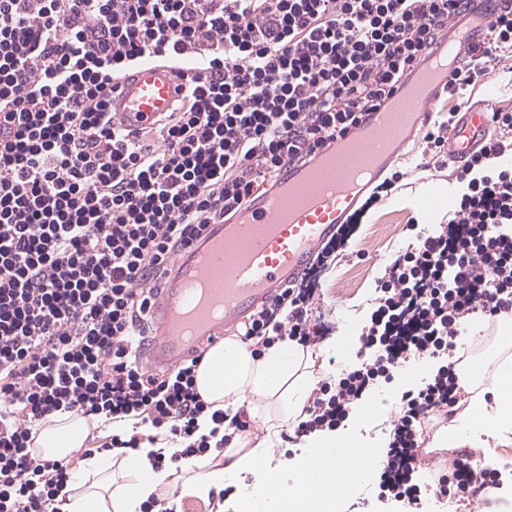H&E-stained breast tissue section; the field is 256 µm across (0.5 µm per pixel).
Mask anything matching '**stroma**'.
I'll list each match as a JSON object with an SVG mask.
<instances>
[{
  "instance_id": "1",
  "label": "stroma",
  "mask_w": 512,
  "mask_h": 512,
  "mask_svg": "<svg viewBox=\"0 0 512 512\" xmlns=\"http://www.w3.org/2000/svg\"><path fill=\"white\" fill-rule=\"evenodd\" d=\"M490 102L492 109L512 113V47L503 45L495 50L485 78L469 86L453 98L435 100L434 113H445L481 102ZM400 172L396 192L404 203L394 206L381 202L375 206L368 221L341 226V236L334 250L324 261L319 274L320 284L311 305L313 320L324 326L327 335H337L345 326L361 325L380 297V283L386 268L421 231L422 220L437 225L448 221L455 204L443 200L434 211H427L420 199L428 181L453 185L459 182L461 171L452 162H440L434 157L422 136H415L401 159L390 166ZM371 417L355 418L356 426L365 430L368 450H375L389 434L397 412L395 393L379 392L369 399ZM161 496L170 501L175 512H232L238 501L237 485L202 499L184 489L181 481L168 480Z\"/></svg>"
}]
</instances>
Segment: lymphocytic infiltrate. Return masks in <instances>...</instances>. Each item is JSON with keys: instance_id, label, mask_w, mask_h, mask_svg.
<instances>
[{"instance_id": "f902f5d3", "label": "lymphocytic infiltrate", "mask_w": 512, "mask_h": 512, "mask_svg": "<svg viewBox=\"0 0 512 512\" xmlns=\"http://www.w3.org/2000/svg\"><path fill=\"white\" fill-rule=\"evenodd\" d=\"M470 0H0V512H55L69 462L34 442L56 413L133 417L205 457L195 422L201 355L156 373L138 361L161 277L209 225L304 166L421 63ZM479 54L454 70L459 94L512 44L501 0ZM203 58L174 112L135 131L112 120V91L142 57ZM512 141L489 140L447 225L418 234L381 283L359 359L322 384L296 433L334 431L412 360L433 373L402 392L373 478L380 512L423 497L480 499L502 471L461 453L431 482L417 450L432 412L455 407L464 318L512 320ZM316 267L240 322L241 338L310 346Z\"/></svg>"}]
</instances>
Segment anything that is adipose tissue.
Masks as SVG:
<instances>
[{
	"mask_svg": "<svg viewBox=\"0 0 512 512\" xmlns=\"http://www.w3.org/2000/svg\"><path fill=\"white\" fill-rule=\"evenodd\" d=\"M313 366L311 352L289 338L276 340L259 352L252 344L229 338L206 353L196 372V387L203 399L223 410L226 419L246 413L261 420L265 433L249 447L231 439L226 448L213 449L205 463L194 456L179 458L175 467L190 493L205 498L249 475L256 493L251 500L253 512H270L277 502L309 493L314 486L346 481L356 452L337 450V443L345 439L341 433L305 437L302 446L313 455L294 472L264 463L282 427L295 424L306 407L318 380ZM218 368L224 371L220 384L213 379ZM493 391L497 401L473 398L437 437L436 447L475 446L482 436L501 439L512 432V411L501 402L502 396L512 393V366L500 367ZM89 431L86 418L57 415L40 429L36 445L45 455L64 456L82 447ZM174 448L171 438L147 429L138 449L115 448L85 460L81 478L61 503V512H139L141 504L158 496L166 483V473L154 470L153 458L170 457Z\"/></svg>",
	"mask_w": 512,
	"mask_h": 512,
	"instance_id": "1",
	"label": "adipose tissue"
}]
</instances>
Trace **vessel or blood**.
<instances>
[{
  "mask_svg": "<svg viewBox=\"0 0 512 512\" xmlns=\"http://www.w3.org/2000/svg\"><path fill=\"white\" fill-rule=\"evenodd\" d=\"M491 0H471L466 22L447 37L387 106L369 113L354 132L337 138L307 165L290 172L257 204L209 237L190 245L176 276L163 277L149 312L152 328L139 347L155 369L176 365L202 345L221 342L234 323L293 283L359 200L384 176L431 108L453 68L483 48L493 20ZM184 91L172 68L138 62L112 93V119L134 130L171 112ZM487 104L461 109L448 134V158L459 164L485 144Z\"/></svg>",
  "mask_w": 512,
  "mask_h": 512,
  "instance_id": "obj_1",
  "label": "vessel or blood"
}]
</instances>
